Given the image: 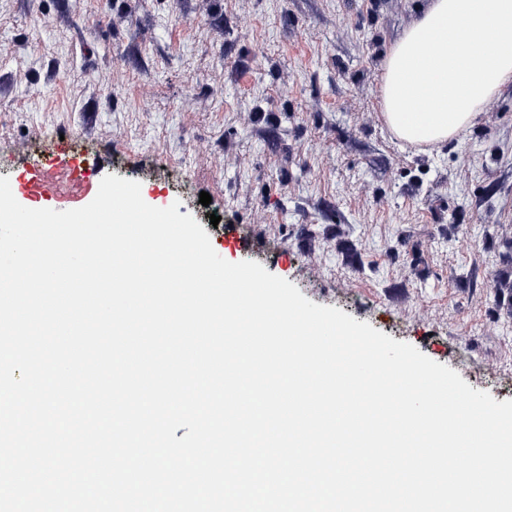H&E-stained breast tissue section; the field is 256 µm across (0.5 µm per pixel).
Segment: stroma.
Here are the masks:
<instances>
[{
    "label": "stroma",
    "mask_w": 512,
    "mask_h": 512,
    "mask_svg": "<svg viewBox=\"0 0 512 512\" xmlns=\"http://www.w3.org/2000/svg\"><path fill=\"white\" fill-rule=\"evenodd\" d=\"M429 0H0V177L45 145L140 181L223 257L512 399V84L441 146L396 139L388 46ZM208 192L209 205L199 201ZM67 180L22 205L64 211ZM219 224H211V215Z\"/></svg>",
    "instance_id": "1"
}]
</instances>
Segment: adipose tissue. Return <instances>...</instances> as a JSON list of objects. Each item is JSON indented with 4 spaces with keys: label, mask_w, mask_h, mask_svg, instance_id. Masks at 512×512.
<instances>
[{
    "label": "adipose tissue",
    "mask_w": 512,
    "mask_h": 512,
    "mask_svg": "<svg viewBox=\"0 0 512 512\" xmlns=\"http://www.w3.org/2000/svg\"><path fill=\"white\" fill-rule=\"evenodd\" d=\"M512 83V0H430L389 47L382 108L399 139L441 145Z\"/></svg>",
    "instance_id": "obj_1"
}]
</instances>
